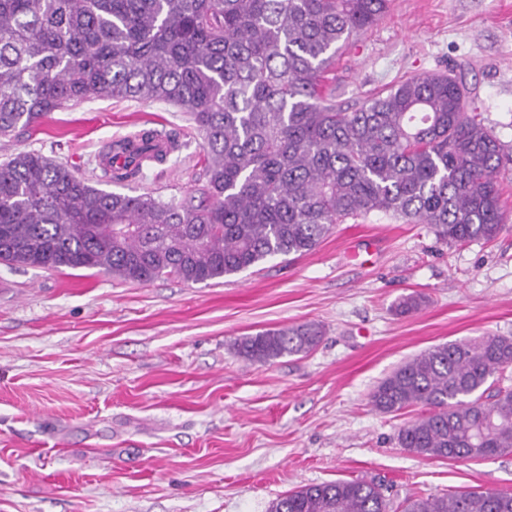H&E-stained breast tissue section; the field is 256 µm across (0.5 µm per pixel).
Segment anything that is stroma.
<instances>
[{
  "label": "stroma",
  "mask_w": 512,
  "mask_h": 512,
  "mask_svg": "<svg viewBox=\"0 0 512 512\" xmlns=\"http://www.w3.org/2000/svg\"><path fill=\"white\" fill-rule=\"evenodd\" d=\"M461 72L502 145L508 231L447 245L429 225L373 212L310 253L202 284L0 264V512H268L303 486L376 480L392 505L463 489L512 493V455L429 459L398 445L425 413L376 411L372 389L429 348L512 336V0H389L336 56V101ZM143 129L174 140L124 191L196 189L202 137L163 103L99 100L0 136V162L37 151L110 189L99 163ZM423 303L402 314L398 302ZM319 324L306 355L265 364L235 341Z\"/></svg>",
  "instance_id": "stroma-1"
}]
</instances>
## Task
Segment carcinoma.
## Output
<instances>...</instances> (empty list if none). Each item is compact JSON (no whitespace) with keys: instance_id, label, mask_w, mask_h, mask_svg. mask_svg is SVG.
Returning <instances> with one entry per match:
<instances>
[{"instance_id":"obj_1","label":"carcinoma","mask_w":512,"mask_h":512,"mask_svg":"<svg viewBox=\"0 0 512 512\" xmlns=\"http://www.w3.org/2000/svg\"><path fill=\"white\" fill-rule=\"evenodd\" d=\"M388 0H0V135L90 100L163 102L202 135L203 184L164 200L99 188L22 151L0 164V264L96 269L130 282L206 283L302 255L348 218L382 212L428 224L445 244L505 229L501 145L454 71L399 81L348 112L331 66ZM132 155L109 182L167 153ZM314 323L247 336L250 363L306 354ZM512 336L450 342L398 367L371 392L382 413L428 412L398 435L426 458L512 453ZM366 481L305 486L268 512H388ZM402 512H512V494L454 491Z\"/></svg>"}]
</instances>
